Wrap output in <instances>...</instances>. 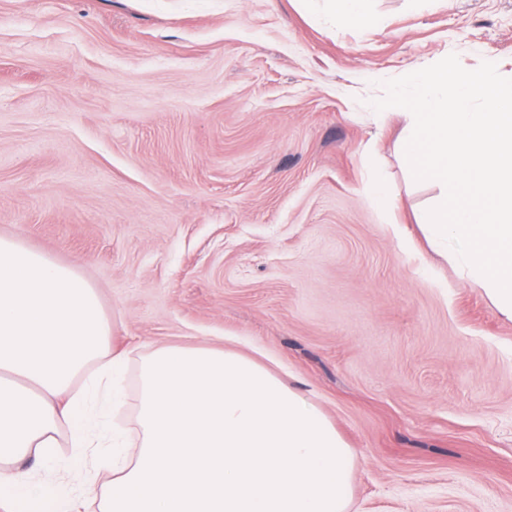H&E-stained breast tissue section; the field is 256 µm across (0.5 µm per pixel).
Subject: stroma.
Here are the masks:
<instances>
[{
  "mask_svg": "<svg viewBox=\"0 0 512 512\" xmlns=\"http://www.w3.org/2000/svg\"><path fill=\"white\" fill-rule=\"evenodd\" d=\"M452 53L512 78V0H0V237L95 289L128 430L143 357L230 349L357 450L348 512H512V319L372 107ZM23 467L98 512L69 448ZM328 2V10L332 15H340L347 18H354L360 21L365 20L368 15L367 1L369 0H325Z\"/></svg>",
  "mask_w": 512,
  "mask_h": 512,
  "instance_id": "1",
  "label": "stroma"
}]
</instances>
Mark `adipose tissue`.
Masks as SVG:
<instances>
[{
	"label": "adipose tissue",
	"mask_w": 512,
	"mask_h": 512,
	"mask_svg": "<svg viewBox=\"0 0 512 512\" xmlns=\"http://www.w3.org/2000/svg\"><path fill=\"white\" fill-rule=\"evenodd\" d=\"M73 269L0 238V502L73 512L16 464L61 443L93 453L99 512H347L357 465L325 413L232 351L163 348L142 368L140 446L102 412L120 405L125 354Z\"/></svg>",
	"instance_id": "ef3b65f1"
}]
</instances>
